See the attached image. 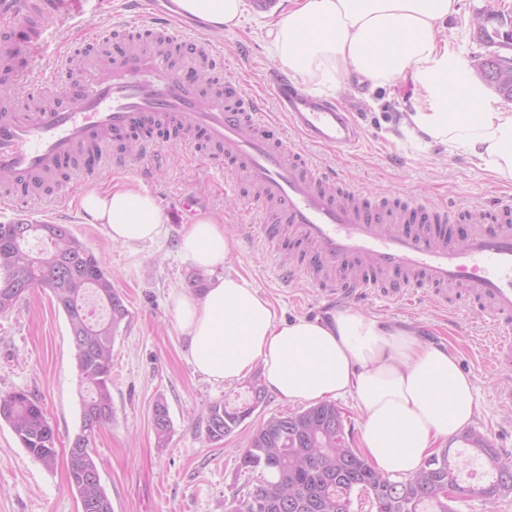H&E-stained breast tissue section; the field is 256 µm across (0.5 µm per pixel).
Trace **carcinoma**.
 <instances>
[{
    "label": "carcinoma",
    "mask_w": 512,
    "mask_h": 512,
    "mask_svg": "<svg viewBox=\"0 0 512 512\" xmlns=\"http://www.w3.org/2000/svg\"><path fill=\"white\" fill-rule=\"evenodd\" d=\"M498 26L477 31L487 44L512 45V29ZM490 83L499 95L512 99V71L490 65ZM16 224H0V315L37 288L47 289L65 314L79 376L90 391L81 405L80 427L74 438L86 446L66 449L69 483L80 512H113L101 483L92 441L112 422V345L128 311L112 276L96 256L64 224H37L35 237L52 241L50 250L35 251L15 236ZM254 408H229L222 402L208 407L206 434L219 442L252 414ZM0 422L10 426L22 447L46 467L59 450L54 427L39 400L24 391L0 393ZM152 426L158 446L165 447L171 428L169 409L156 400ZM492 471L486 484H462L448 449L432 454L418 471L391 478L375 470L345 436L342 412L332 402H320L287 415L273 416L241 449L239 467L255 475L245 488L224 499V512H350L351 495H366L375 512H457L453 507L470 497L492 501L512 492V458L504 457L478 430L463 436ZM459 488L448 497V481Z\"/></svg>",
    "instance_id": "1"
}]
</instances>
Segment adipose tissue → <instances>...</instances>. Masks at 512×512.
Returning a JSON list of instances; mask_svg holds the SVG:
<instances>
[{"label":"adipose tissue","instance_id":"1","mask_svg":"<svg viewBox=\"0 0 512 512\" xmlns=\"http://www.w3.org/2000/svg\"><path fill=\"white\" fill-rule=\"evenodd\" d=\"M458 0H287L275 6L268 51L299 84L370 89L413 80L422 90L403 106L400 127L429 145L459 151L495 178L512 180V109L488 111L485 89L458 68L439 27ZM212 28L242 27L245 0H179ZM87 223L113 242H154L168 222L156 197L133 186L85 191ZM178 249L211 273L207 288L171 297L186 359L216 383H233L261 367L268 390L287 401L318 403L352 396L364 414L361 450L389 475L416 472L423 461L474 421V383L446 346L423 341L404 325L350 309L329 317L280 322L252 281L229 274L234 243L213 214L182 225Z\"/></svg>","mask_w":512,"mask_h":512}]
</instances>
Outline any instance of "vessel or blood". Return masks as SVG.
Wrapping results in <instances>:
<instances>
[{
    "instance_id": "obj_1",
    "label": "vessel or blood",
    "mask_w": 512,
    "mask_h": 512,
    "mask_svg": "<svg viewBox=\"0 0 512 512\" xmlns=\"http://www.w3.org/2000/svg\"><path fill=\"white\" fill-rule=\"evenodd\" d=\"M151 15L146 36L104 51L63 56L35 70L47 42V18L71 16L80 0H0V83L27 79L28 104L0 97V208L18 211L60 190L61 173L83 182L104 166L126 169L125 140L160 126L211 148L209 164L226 167L265 214L264 238L287 250L282 282L304 278L320 297L389 301L432 291L468 304L494 329L499 372L512 371V200L464 212L405 196L376 197L297 151L267 118L263 99L225 77L211 43L187 41L199 20L175 0H125ZM208 72L202 80L200 72ZM277 106L310 142L348 153L357 124L336 103L288 78L277 81Z\"/></svg>"
}]
</instances>
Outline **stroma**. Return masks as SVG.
I'll use <instances>...</instances> for the list:
<instances>
[{
  "label": "stroma",
  "instance_id": "35a3bbf8",
  "mask_svg": "<svg viewBox=\"0 0 512 512\" xmlns=\"http://www.w3.org/2000/svg\"><path fill=\"white\" fill-rule=\"evenodd\" d=\"M244 27L232 31H200L224 58L227 76L239 78L246 92L264 97L269 116L277 112L273 79L279 73L263 38L264 15L277 0H246ZM460 12L442 31L448 50L461 68L471 56L485 53L472 26L475 13L492 10L512 15V0H460ZM52 36L44 58L108 47L113 38L142 32L151 24L148 14L126 10L124 0H87L81 16L49 21ZM96 31L97 40L86 37ZM412 83L369 92L330 90L316 84L309 93L342 104L361 127L357 151L339 153L301 136L293 142L299 152L335 169L347 183L375 193H400L412 199L467 208L493 195H512V182L494 179L465 155L443 147L398 136L390 139L400 109L413 94ZM156 148L162 166L134 161L124 172L105 170L98 187L126 181L155 194L169 216L165 238L147 243H112L102 225L85 223L77 207L83 184H70L63 197L31 204L32 221L65 224L99 258L112 283L125 296L128 310L115 334L112 349L111 425L92 446L99 460L101 482L114 512H224V500L249 479L239 467V454L253 433L271 415L302 411L303 402H285L267 394L229 437L210 441L205 431L209 405L248 400V383H215L195 372L184 357L185 339L175 320L170 296L186 290L197 270L178 251V236L188 218L187 197L197 210L214 214L224 223L235 248L227 272L251 279L274 306L279 319L293 320L322 313L316 288L306 279L286 285L277 273L283 256L274 255L262 238V217L235 187L227 171L202 164L197 152L178 138L159 130ZM360 312L401 322L426 341L446 345L460 369L475 382L478 413L473 427L489 434L504 455L512 457V409L502 408L497 392L512 375L498 373L490 347L488 325L473 322L466 308L444 304L429 295L412 304L371 298ZM25 390L41 402L66 449L80 427L86 389L80 383L70 330L50 291L35 289L14 311L0 316V393ZM165 399L171 418L166 448H158L152 410ZM0 512H79L71 491L65 458L46 468L21 447L11 428L0 423Z\"/></svg>",
  "mask_w": 512,
  "mask_h": 512
}]
</instances>
